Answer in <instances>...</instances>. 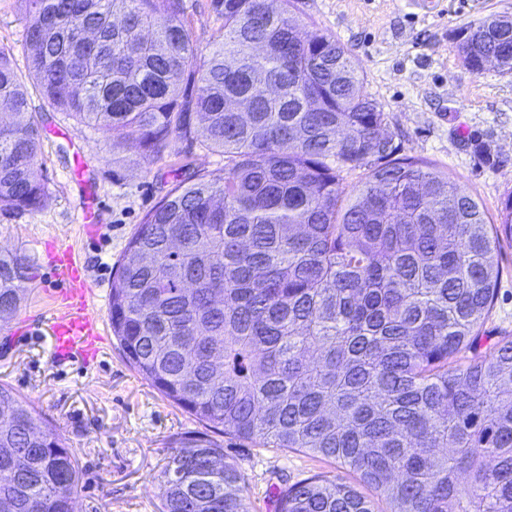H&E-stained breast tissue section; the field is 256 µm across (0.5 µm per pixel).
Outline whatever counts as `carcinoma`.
I'll return each mask as SVG.
<instances>
[{
    "label": "carcinoma",
    "instance_id": "1",
    "mask_svg": "<svg viewBox=\"0 0 512 512\" xmlns=\"http://www.w3.org/2000/svg\"><path fill=\"white\" fill-rule=\"evenodd\" d=\"M28 77L0 48V105L63 112L144 161L177 140L224 169L175 180L131 237L109 320L129 364L204 427L172 449L166 512H250L210 433L333 460L275 512H512V336L494 306L500 222L429 163L389 159L384 112L294 0H212L205 50L181 0H19ZM464 66L512 73V19L462 27ZM38 117H0V210L35 212ZM380 161L349 196L342 173ZM31 260L0 251V321ZM78 462L0 384V512H73Z\"/></svg>",
    "mask_w": 512,
    "mask_h": 512
}]
</instances>
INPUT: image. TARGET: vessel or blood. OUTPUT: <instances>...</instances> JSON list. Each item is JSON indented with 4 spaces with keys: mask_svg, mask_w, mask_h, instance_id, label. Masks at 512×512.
I'll return each mask as SVG.
<instances>
[{
    "mask_svg": "<svg viewBox=\"0 0 512 512\" xmlns=\"http://www.w3.org/2000/svg\"><path fill=\"white\" fill-rule=\"evenodd\" d=\"M54 274L61 287L58 309L47 320L53 361L58 365L92 362L103 343V320L91 305L85 267L75 252L66 248L54 259Z\"/></svg>",
    "mask_w": 512,
    "mask_h": 512,
    "instance_id": "b4317fda",
    "label": "vessel or blood"
}]
</instances>
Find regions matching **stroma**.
<instances>
[{
	"mask_svg": "<svg viewBox=\"0 0 512 512\" xmlns=\"http://www.w3.org/2000/svg\"><path fill=\"white\" fill-rule=\"evenodd\" d=\"M308 29L339 40L356 61L366 93L385 115L382 126L393 154L431 163L469 193L490 219L512 196V73L468 71L455 34L490 14L512 16V0H298ZM190 36L208 47L223 21L211 0H182ZM16 0H0V47L27 73L30 51ZM36 176L48 188L33 213L0 212V250L30 257L32 278L17 314L0 321V383L31 402L43 428L53 430L75 454L81 479L75 512H162V470L174 440L198 421L163 396L106 337L89 368L59 367L50 356L43 318L56 310L50 253L69 248L87 268L92 303L108 311L112 278L124 248L148 212L170 189L198 169L224 167V155L174 142L159 159L144 162L135 146L125 162L110 144L59 112L41 120ZM82 155L96 193L97 229L86 233L80 189L70 178ZM501 274L484 328L512 336V241L498 256ZM32 335L16 336L24 322ZM224 460L241 475L251 512H275L273 493L314 473L334 478L339 465L299 451L266 448L221 436Z\"/></svg>",
	"mask_w": 512,
	"mask_h": 512,
	"instance_id": "1",
	"label": "stroma"
}]
</instances>
